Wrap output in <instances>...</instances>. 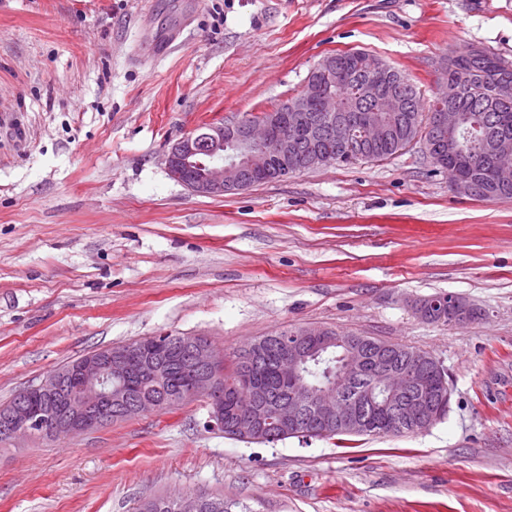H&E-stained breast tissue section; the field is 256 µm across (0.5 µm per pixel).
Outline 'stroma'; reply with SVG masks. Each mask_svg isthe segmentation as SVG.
I'll return each instance as SVG.
<instances>
[{
  "instance_id": "stroma-1",
  "label": "stroma",
  "mask_w": 512,
  "mask_h": 512,
  "mask_svg": "<svg viewBox=\"0 0 512 512\" xmlns=\"http://www.w3.org/2000/svg\"><path fill=\"white\" fill-rule=\"evenodd\" d=\"M512 61V0H0V404L90 351L206 337L233 356L322 325L426 351L448 414L423 432L225 438L203 402L0 446V512H512V202L456 193L419 147L221 196L165 155L270 111L325 56L368 51L432 95L468 46ZM458 294L486 315L428 324ZM201 494L185 496L177 503L170 497H154L140 501L135 512H201Z\"/></svg>"
}]
</instances>
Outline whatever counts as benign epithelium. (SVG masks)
<instances>
[{"label":"benign epithelium","instance_id":"obj_1","mask_svg":"<svg viewBox=\"0 0 512 512\" xmlns=\"http://www.w3.org/2000/svg\"><path fill=\"white\" fill-rule=\"evenodd\" d=\"M321 74L339 83L348 80L347 72L338 68L333 57H324L309 73L301 92L280 104L277 111L268 112L256 121L212 123L178 139L166 157L169 175L196 194L222 196L229 191L246 189L241 173L244 168L251 175L284 179L301 170L336 163V157L325 156L317 150L303 159L298 157L300 143L295 131L309 119L311 112H323L330 117L323 127L328 138L340 144L350 141L348 126L336 122V98L318 93ZM359 97L378 98L384 112H400L404 102L401 90L381 92L375 82L361 84ZM460 125V113L442 106L435 110L436 134L454 135ZM360 134L361 140L373 144L384 138V128L375 121L365 120ZM423 150L428 159L453 170L451 186L455 191L468 195L476 188L470 159L457 141L448 140L446 153L435 152L431 144L424 145ZM272 154L291 161L292 168L271 170L269 157ZM496 158L497 164L488 177L503 183L511 181L512 142H499ZM434 306L450 311L451 324L467 323L469 306L459 296L439 297ZM281 342L288 346L279 357L277 368L281 380L288 384V402L276 414L282 432L299 434L313 420L324 428L337 427L348 433L367 432L368 421L342 394V386L349 375L368 361L369 352L363 344L336 329L322 326L302 327L281 338ZM337 346L345 348V361L344 368L336 373V382L323 387L308 384L300 373L303 363ZM223 359L224 354L206 340L175 348L169 343L161 344L157 336L141 338L132 347L119 345L104 352H89L24 390L15 407L0 415V444L13 447L37 438L60 442L112 424L114 409L123 413V419L132 420L158 410L162 401L180 406L185 400L177 393L160 401L128 385L131 380L150 384L165 382L170 364L175 360L181 363L179 376L184 396L203 401L209 408L211 423L222 427L224 380L214 366ZM376 379L381 389L393 398L409 395L412 375L397 373L388 355L378 358ZM114 380L119 385L112 386ZM262 395L263 388L255 385L250 395L234 400L231 428L244 439H257L264 433L268 413ZM437 416L435 405L422 397L413 406L399 407L395 420L411 430H426Z\"/></svg>","mask_w":512,"mask_h":512}]
</instances>
